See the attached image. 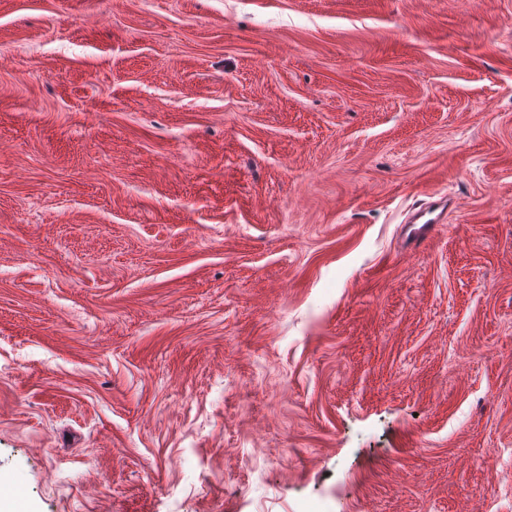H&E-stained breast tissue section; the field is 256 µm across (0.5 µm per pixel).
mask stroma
<instances>
[{
	"mask_svg": "<svg viewBox=\"0 0 512 512\" xmlns=\"http://www.w3.org/2000/svg\"><path fill=\"white\" fill-rule=\"evenodd\" d=\"M4 480L512 512V0H0Z\"/></svg>",
	"mask_w": 512,
	"mask_h": 512,
	"instance_id": "1",
	"label": "stroma"
}]
</instances>
